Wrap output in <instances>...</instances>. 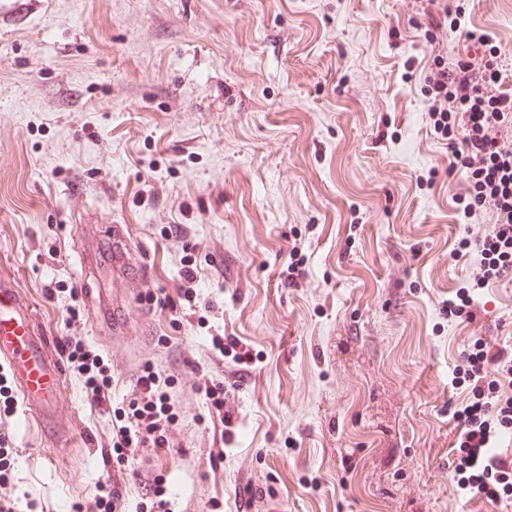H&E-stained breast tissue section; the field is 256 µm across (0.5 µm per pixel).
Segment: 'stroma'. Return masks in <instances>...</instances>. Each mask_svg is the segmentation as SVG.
I'll use <instances>...</instances> for the list:
<instances>
[{
	"instance_id": "1",
	"label": "stroma",
	"mask_w": 512,
	"mask_h": 512,
	"mask_svg": "<svg viewBox=\"0 0 512 512\" xmlns=\"http://www.w3.org/2000/svg\"><path fill=\"white\" fill-rule=\"evenodd\" d=\"M447 4L431 39L427 0H0V276L47 335L124 353L99 402L66 367L65 448L11 416L21 504L93 505L150 364L174 437L129 454L121 512H154L140 471L168 512H512L459 479L453 416L477 337L512 351V275L466 290L492 216L463 217L426 97L437 60L483 52L467 31L512 92V0ZM88 224L143 258L130 334L98 318L126 299L109 270L80 281Z\"/></svg>"
}]
</instances>
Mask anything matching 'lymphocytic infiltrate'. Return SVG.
Here are the masks:
<instances>
[{"mask_svg": "<svg viewBox=\"0 0 512 512\" xmlns=\"http://www.w3.org/2000/svg\"><path fill=\"white\" fill-rule=\"evenodd\" d=\"M497 54V46H489L483 54L432 68L426 78L434 130L447 139L452 165L463 174L456 200L469 218L487 208L492 211L491 229L478 243L479 266L470 281L475 290L512 272V144L500 136L501 127L512 123V94L501 89ZM66 350L67 360L83 376L86 390L100 397L107 387L103 357L79 336L67 337ZM465 361L474 383V400L463 413V464L473 467L482 461L492 470L495 460L485 457L492 421L481 382L489 366L512 369V355L483 348L466 355ZM129 407L126 423L118 425L112 438L113 448L168 447L176 416L155 371L145 370L139 377Z\"/></svg>", "mask_w": 512, "mask_h": 512, "instance_id": "lymphocytic-infiltrate-1", "label": "lymphocytic infiltrate"}]
</instances>
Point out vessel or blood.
<instances>
[{"label": "vessel or blood", "mask_w": 512, "mask_h": 512, "mask_svg": "<svg viewBox=\"0 0 512 512\" xmlns=\"http://www.w3.org/2000/svg\"><path fill=\"white\" fill-rule=\"evenodd\" d=\"M110 244L109 264L118 265L120 279L135 288L139 296L138 305L120 309L106 306L101 310L102 318L111 320L114 330L123 331L139 321L148 301L149 282L143 263L124 259L122 229H114ZM0 361L8 364L16 396L47 441L64 445L74 424V403L60 385L64 375L62 361L52 343L40 333L29 303L1 279Z\"/></svg>", "instance_id": "obj_1"}]
</instances>
